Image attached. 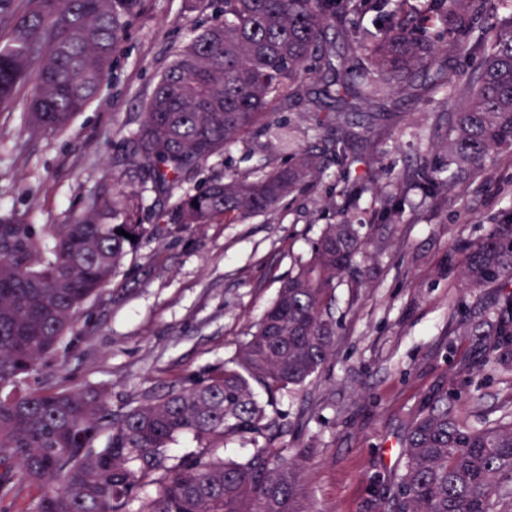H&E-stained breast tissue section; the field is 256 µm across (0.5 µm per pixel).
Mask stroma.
Wrapping results in <instances>:
<instances>
[{"label": "stroma", "mask_w": 512, "mask_h": 512, "mask_svg": "<svg viewBox=\"0 0 512 512\" xmlns=\"http://www.w3.org/2000/svg\"><path fill=\"white\" fill-rule=\"evenodd\" d=\"M211 14L209 0H142L126 24L111 78L64 132L30 133L20 122L21 101L0 111V215L18 214L38 229L64 224L117 187L140 192L144 222L157 228L86 305L76 325L79 342L63 343L43 364L65 385L103 387L114 407L138 405L233 358L322 226L372 222L381 193L411 161L438 152L434 127L453 110L426 92L416 103L398 96L376 102L378 181L347 211L331 206L343 168L330 155L321 179L298 187L270 213L165 223L177 196L225 170L252 178L293 159L276 139L251 134L162 195L129 161V136L158 75ZM318 90L306 82L305 102L275 115L297 145L320 137ZM507 206L512 154L506 153L457 182L441 209L409 191L400 223L359 261L364 287L344 283L336 290L334 356L304 390L272 402L256 389L279 433L231 436L225 454L245 457L269 443L302 453L316 512H379L377 495L392 491L400 439L426 395L469 391L476 378L481 388L467 404L473 420L512 412V374L484 366L481 343L458 330L460 321L492 318L494 303L492 291L477 299L461 284L459 246L480 241Z\"/></svg>", "instance_id": "stroma-1"}]
</instances>
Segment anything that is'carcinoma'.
<instances>
[{"label":"carcinoma","instance_id":"carcinoma-1","mask_svg":"<svg viewBox=\"0 0 512 512\" xmlns=\"http://www.w3.org/2000/svg\"><path fill=\"white\" fill-rule=\"evenodd\" d=\"M139 2L0 0V108L28 87L22 124L66 129L110 77L124 18ZM219 2V14L158 76L131 135L132 161L155 188H174L225 147L270 127L275 106L296 105L305 81L325 71L324 91L343 111L322 119L330 132L323 145L251 180L233 172L211 180L178 198L167 223L270 212L321 176L325 153L346 167L367 165L341 192V207L355 204L373 182L377 150L373 129L349 113L385 93L413 97L420 77L456 103L436 127L447 161L425 155L404 175L431 205L440 206L493 151L512 153L507 0H380L372 29L345 28L367 0ZM441 51L479 55L478 71L439 73ZM381 200L383 224L323 225L230 361L188 386L116 409L97 388L59 386L40 363L74 335L84 306L148 235L138 193L102 196L70 223L40 230L1 215L0 502L34 484L41 494L33 512H313L302 456L266 447L237 460L221 450L231 435L274 426L253 386L272 398L302 390L334 355L336 288L366 242L400 223L403 188ZM459 276L475 295L497 289L487 361L512 373V208L465 247ZM180 436L198 448L171 455ZM400 447L390 477L395 492L378 501L385 512H512V413L475 425L462 394L445 390L428 398Z\"/></svg>","mask_w":512,"mask_h":512}]
</instances>
